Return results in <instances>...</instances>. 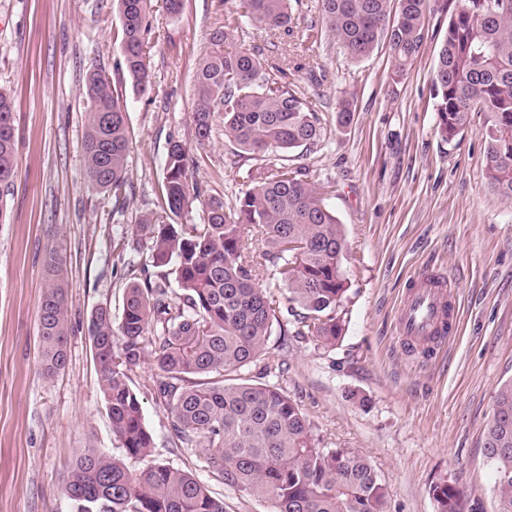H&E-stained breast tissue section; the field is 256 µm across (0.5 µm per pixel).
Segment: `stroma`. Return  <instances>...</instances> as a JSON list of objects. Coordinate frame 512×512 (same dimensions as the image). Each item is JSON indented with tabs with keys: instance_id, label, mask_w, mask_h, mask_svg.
Masks as SVG:
<instances>
[{
	"instance_id": "obj_1",
	"label": "stroma",
	"mask_w": 512,
	"mask_h": 512,
	"mask_svg": "<svg viewBox=\"0 0 512 512\" xmlns=\"http://www.w3.org/2000/svg\"><path fill=\"white\" fill-rule=\"evenodd\" d=\"M290 34L244 25L237 45L266 64L288 65V87L311 103L321 140L291 152L327 197L345 234L348 284L343 337L324 347L307 336L272 334L245 374L278 385L309 418L324 448L365 457L388 492L387 512H438L431 488H458L474 512H497L495 468L485 433L500 387L512 381V200L488 186L483 113L455 139L437 133L432 74L448 13L425 18L422 48L392 80L387 43L350 60L320 23L319 0H291ZM224 0H182L179 14L151 0L146 64L151 85L136 91L119 62L118 0H0V89L14 103L17 164L0 214V512H73L61 490L66 467L92 446L125 459L98 390L87 324L102 305L119 310L131 279L116 243L137 218L158 211L169 140L189 152L200 197L177 221L199 224L204 202L232 201L247 174L279 165L244 153L216 115L198 143L192 112L199 58L223 23ZM108 76L127 113L125 199L86 180L85 81ZM352 95L347 127L336 102ZM63 260L68 363L43 374L38 307L50 248ZM440 270L454 288L458 331L436 359L409 357L397 314L417 275ZM159 372L144 357L130 374L154 437L153 458L192 470L223 499L225 512H271L214 480L194 452L175 447L171 419L154 394Z\"/></svg>"
}]
</instances>
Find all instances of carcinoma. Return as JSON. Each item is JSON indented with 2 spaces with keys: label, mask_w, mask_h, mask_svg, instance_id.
<instances>
[{
  "label": "carcinoma",
  "mask_w": 512,
  "mask_h": 512,
  "mask_svg": "<svg viewBox=\"0 0 512 512\" xmlns=\"http://www.w3.org/2000/svg\"><path fill=\"white\" fill-rule=\"evenodd\" d=\"M290 0H229L224 23L194 75L196 137L209 139L215 113H224V136L252 155L288 154L316 144L321 122L311 104L288 89L284 70L268 68L249 49L227 51L241 24L288 28ZM477 0H455L437 57L433 87L437 131L455 138L474 112L486 117L489 188L512 199V0H492V15L473 10ZM150 0H119L123 66L134 87L150 84L145 35ZM429 0H320L325 28L350 58L359 60L386 41L400 80L424 39ZM89 104L84 151L89 185L127 193L126 112L111 82L88 73ZM353 99L336 103V122L352 121ZM189 157L169 142L163 198L178 215L199 192H190ZM16 169L13 99L0 89V216ZM135 239L121 250L148 267L173 266L179 292L144 278L131 282L119 315L101 306L87 330L99 391L112 432L130 458L152 456L154 439L129 372L153 356L157 393L171 417L175 447L198 450L217 480L248 497L266 499L272 512H386L387 489L371 463L340 448H321L311 422L283 389L254 383L246 368L259 357L274 326L288 317L320 344L343 336L347 286L341 272L345 238L324 192L309 174L288 162L250 181L229 207L206 203L201 224H166L155 213L140 216ZM41 296L39 335L45 375L67 363L66 283L60 257L49 252ZM271 271L284 300L257 286ZM485 450L494 462L499 512H512V383L504 384L487 426ZM63 494L75 512H224V500L196 475L150 461L129 469L89 447L68 465ZM438 512H464L463 497L444 482L431 488Z\"/></svg>",
  "instance_id": "carcinoma-1"
}]
</instances>
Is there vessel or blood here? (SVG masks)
<instances>
[{
  "label": "vessel or blood",
  "instance_id": "obj_1",
  "mask_svg": "<svg viewBox=\"0 0 512 512\" xmlns=\"http://www.w3.org/2000/svg\"><path fill=\"white\" fill-rule=\"evenodd\" d=\"M399 324L405 341L441 346L454 330L444 281L428 277L411 291L401 308Z\"/></svg>",
  "mask_w": 512,
  "mask_h": 512
}]
</instances>
